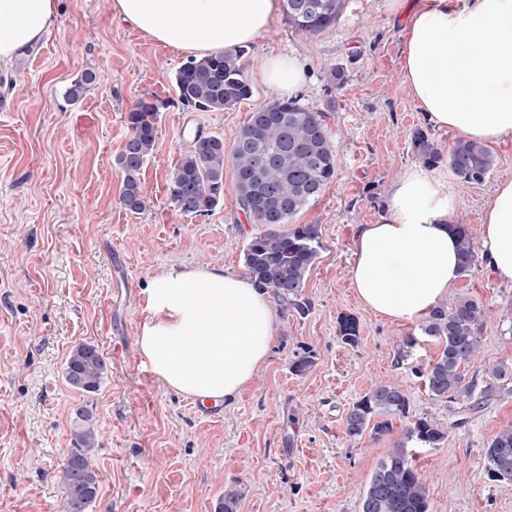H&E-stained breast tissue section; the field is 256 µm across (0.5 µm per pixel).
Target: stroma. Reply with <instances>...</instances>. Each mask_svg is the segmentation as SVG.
<instances>
[{
    "instance_id": "35a3bbf8",
    "label": "stroma",
    "mask_w": 512,
    "mask_h": 512,
    "mask_svg": "<svg viewBox=\"0 0 512 512\" xmlns=\"http://www.w3.org/2000/svg\"><path fill=\"white\" fill-rule=\"evenodd\" d=\"M404 17L385 0H345L335 25L306 35L284 17L247 47L250 99L230 110L183 106L176 71L190 53L153 40L112 13V0H58L40 42L0 64V512H64L61 471L72 446L74 407L93 417L92 466L100 489L88 512H216L225 490L236 512H362L372 472L406 448L427 479L429 512H512V481L487 473L491 437L512 426V391L472 408L431 399L422 372L439 346L419 321H387L359 307L349 269L360 225L384 211L391 183L421 158L420 128L449 150L458 138L434 127L400 80ZM295 53L309 80L297 93L311 111L331 110L334 180L294 216L321 227L322 247L302 291L306 314L278 313L271 354L221 417L205 420L188 396L165 388L143 363L137 329L143 291L175 265H217L246 274L244 252L261 233L236 205L232 165L224 203L206 215L179 212L168 178L195 134L232 145L259 105L276 96L257 78L270 52ZM342 83H331L332 68ZM96 81L79 100L67 91L85 72ZM157 102L156 142L139 172L148 207L121 202L125 174L115 164L139 101ZM496 165L478 184L451 179L458 219L478 227L498 180L512 178V142L495 143ZM482 303L481 359L466 369L476 387L487 365L512 367V283L476 264L449 294ZM354 316L359 342L344 345L341 316ZM95 345L107 375L98 391L70 387L64 368L78 345ZM312 355L307 374L292 363ZM401 386L409 416L391 432L349 440L344 419L377 382ZM428 417L448 437L437 448L408 438L411 419Z\"/></svg>"
}]
</instances>
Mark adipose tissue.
Here are the masks:
<instances>
[{"mask_svg":"<svg viewBox=\"0 0 512 512\" xmlns=\"http://www.w3.org/2000/svg\"><path fill=\"white\" fill-rule=\"evenodd\" d=\"M57 0H0V61L40 41ZM406 14L401 82L428 121L479 143L512 140V0H389ZM113 12L166 46L215 55L254 41L277 0H112ZM257 76L294 96L306 73L292 55L272 53ZM457 196L421 164L392 183L383 216L361 225L349 275L360 307L389 321H413L447 298L459 278L450 227ZM480 256L512 283V178L485 204ZM148 318L139 352L165 387L197 401L230 400L265 365L276 315L266 291L218 266L168 267L145 290Z\"/></svg>","mask_w":512,"mask_h":512,"instance_id":"ef3b65f1","label":"adipose tissue"}]
</instances>
